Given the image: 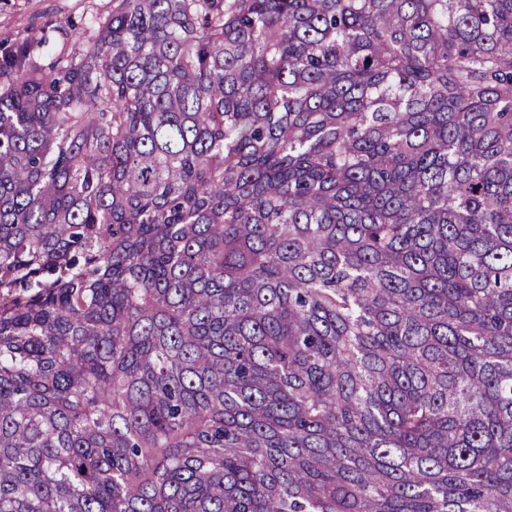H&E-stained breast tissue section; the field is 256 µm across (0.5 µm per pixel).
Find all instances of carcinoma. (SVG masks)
Here are the masks:
<instances>
[{
  "instance_id": "carcinoma-1",
  "label": "carcinoma",
  "mask_w": 512,
  "mask_h": 512,
  "mask_svg": "<svg viewBox=\"0 0 512 512\" xmlns=\"http://www.w3.org/2000/svg\"><path fill=\"white\" fill-rule=\"evenodd\" d=\"M0 44V512H512V0H112Z\"/></svg>"
}]
</instances>
